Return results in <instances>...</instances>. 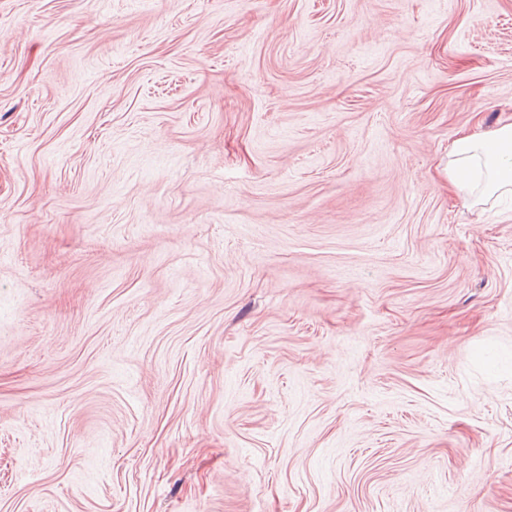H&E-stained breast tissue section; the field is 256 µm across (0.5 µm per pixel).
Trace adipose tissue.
Masks as SVG:
<instances>
[{
  "mask_svg": "<svg viewBox=\"0 0 512 512\" xmlns=\"http://www.w3.org/2000/svg\"><path fill=\"white\" fill-rule=\"evenodd\" d=\"M448 184L475 205L512 196V116L490 130L457 134L448 149Z\"/></svg>",
  "mask_w": 512,
  "mask_h": 512,
  "instance_id": "ef3b65f1",
  "label": "adipose tissue"
}]
</instances>
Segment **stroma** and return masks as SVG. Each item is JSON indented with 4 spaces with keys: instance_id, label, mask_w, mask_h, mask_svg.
Segmentation results:
<instances>
[{
    "instance_id": "1",
    "label": "stroma",
    "mask_w": 512,
    "mask_h": 512,
    "mask_svg": "<svg viewBox=\"0 0 512 512\" xmlns=\"http://www.w3.org/2000/svg\"><path fill=\"white\" fill-rule=\"evenodd\" d=\"M512 0H0V512H512ZM448 185L472 205L512 196V116L494 129L457 134L448 148Z\"/></svg>"
}]
</instances>
